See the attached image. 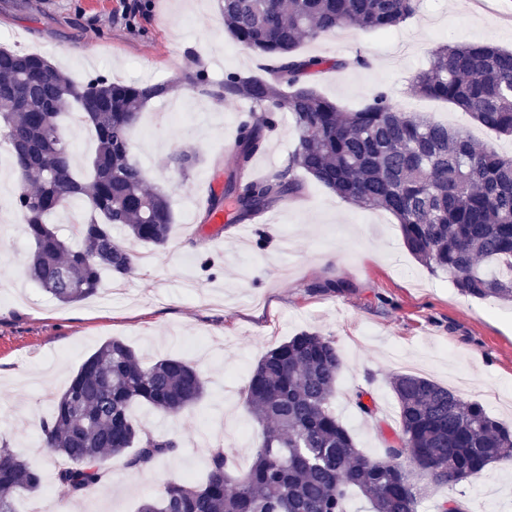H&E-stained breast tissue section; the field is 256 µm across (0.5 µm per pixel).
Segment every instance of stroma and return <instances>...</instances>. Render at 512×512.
<instances>
[{
	"instance_id": "1",
	"label": "stroma",
	"mask_w": 512,
	"mask_h": 512,
	"mask_svg": "<svg viewBox=\"0 0 512 512\" xmlns=\"http://www.w3.org/2000/svg\"><path fill=\"white\" fill-rule=\"evenodd\" d=\"M125 0H0V41L20 51L41 50L75 82L104 76L140 82L179 78L176 90L151 100L132 133V156L150 186L167 191L174 224L167 248L132 243L121 227L112 236L150 256L149 264L114 292L110 274L93 297L63 304L29 280L34 248L14 201L16 186L0 189V442L41 466L43 487L20 494L19 512L44 497L64 512H136L167 480L184 473L204 478L206 451L236 444L230 469L246 470L253 441L241 393L269 349L310 330L333 339L344 357L334 409L357 448L378 457L398 426L391 378L412 373L447 384L471 378L464 397L512 428V306L461 295L444 275H432L406 249L396 219L382 209L347 203L305 178L302 197L258 218L256 235L228 224L215 244L202 229L203 187L232 166L225 139L235 137L251 112L236 102L209 107L208 96L182 75L205 69L211 85L225 72L258 74L263 62L224 31L219 0H151L134 26L121 19ZM484 42L512 49V0H419L415 14L387 32L344 29L302 41L297 53L349 60L341 72L322 73L319 92L347 110L386 92L408 112L465 129L475 142L512 156V136L496 135L456 107L408 92L412 76L433 49ZM365 65H355L356 57ZM296 144L288 115H280L253 163L262 177L287 165ZM196 151L188 178L171 157ZM117 337L143 360L178 354L208 381L206 396L177 418L144 405L134 415L150 430L176 434L179 453L138 474L110 462L112 485L72 500L55 484L54 466L39 448V419L52 412L83 361ZM369 393L377 417L361 413L356 390ZM446 500L464 512H512V459L491 464L476 481L422 486L416 512H438Z\"/></svg>"
}]
</instances>
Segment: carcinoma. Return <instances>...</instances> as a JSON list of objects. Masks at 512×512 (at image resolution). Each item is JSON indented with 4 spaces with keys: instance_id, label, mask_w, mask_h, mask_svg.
I'll use <instances>...</instances> for the list:
<instances>
[{
    "instance_id": "cac0c4a2",
    "label": "carcinoma",
    "mask_w": 512,
    "mask_h": 512,
    "mask_svg": "<svg viewBox=\"0 0 512 512\" xmlns=\"http://www.w3.org/2000/svg\"><path fill=\"white\" fill-rule=\"evenodd\" d=\"M417 0H221L230 39L268 62L266 75L224 73L209 88L205 72L187 82L218 103L243 101L262 118L240 121L235 163L205 217L226 203L230 221L243 224L262 211L302 196L301 169L340 199L392 214L408 251L434 275L444 274L466 297L512 303V157L476 147L459 128L423 112H405L379 92L355 111L319 93L314 78L351 62L300 57V39L318 40L358 27L390 30L416 11ZM82 86L44 56L0 47V134L11 148L18 185L16 206L33 241L27 275L61 303L97 294L101 273L124 280L143 256L118 245L112 226L137 242L167 247L174 221L168 195L147 186L131 157L129 134L144 105L163 98L177 81L89 80ZM418 96L445 101L488 131L512 135V50L486 43L440 46L410 81ZM78 109L96 137L92 171L76 176L63 115ZM291 117L297 144L288 168L252 173L279 114ZM189 176L194 151L172 158ZM83 201L88 217L71 224L72 246L47 217ZM344 365L336 343L302 331L267 351L242 392L258 425L254 460L232 475L237 449H208L207 476L195 483L171 479L138 512H348L358 494L371 512H415L417 491L403 472L431 460L420 474L434 486L481 478L487 467L512 457V429L477 402L409 373L392 378L399 408L396 440L373 458L356 448L332 403ZM207 380L178 355L145 362L125 341L109 339L81 364L41 422V448L56 462L54 481L71 498L101 486L112 457L139 470L175 455V437L150 431L131 414L140 403L169 417L191 410ZM42 488L40 468L0 446V512H18L20 492Z\"/></svg>"
}]
</instances>
